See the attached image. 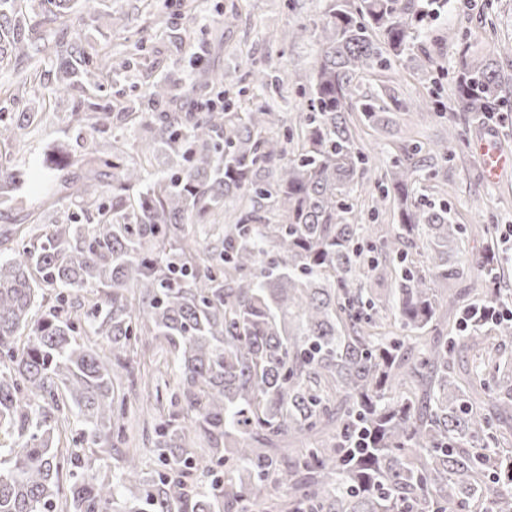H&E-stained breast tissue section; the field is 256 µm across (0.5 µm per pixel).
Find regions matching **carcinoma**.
<instances>
[{
  "label": "carcinoma",
  "instance_id": "carcinoma-1",
  "mask_svg": "<svg viewBox=\"0 0 512 512\" xmlns=\"http://www.w3.org/2000/svg\"><path fill=\"white\" fill-rule=\"evenodd\" d=\"M77 0H0V66L27 61L14 90L42 77L57 60L58 86L89 91L112 71V52L66 39ZM448 0H329L313 35L320 44L297 137L272 129L284 113L260 104L234 112H158L148 123L141 156L179 158V169L145 181L143 163L92 152L63 174L94 202L112 184L110 207L96 222L54 225L34 236L19 257L0 261V431L17 448H0V512H55L65 467L55 439L74 406L83 441L126 443V402L115 373L135 384L131 353L158 341L173 356L176 388L153 406L152 444L165 471L142 476L135 456L111 479L72 483L67 512H512V362L497 356L484 333L508 331L506 320L472 316L502 306L499 255L487 237L481 269L459 250L463 226L445 205L418 193L419 173L448 161V144H403L379 184L372 212L392 202L398 228L385 236L360 222L351 193L371 169L358 127L377 126L395 108L394 94L360 91L359 79L384 73L407 56L431 67L416 43L425 17ZM460 64L454 111L501 121L512 112V74L496 57ZM253 87H277L272 57L249 62ZM153 106L176 93L165 80L149 85ZM35 112L0 113V146ZM92 129L133 119L99 109ZM23 174L0 165V206ZM232 211L224 225L222 264L205 263L186 232L192 216ZM283 216L282 222L275 217ZM422 242L426 269L408 260ZM481 272L489 299L464 302L462 316L442 328L439 290ZM372 280H389L380 295ZM58 290L22 345L18 340L42 307L41 286ZM70 288H102L79 313ZM433 328L438 336L423 333ZM107 336L110 348L81 344V333ZM458 347L472 353L467 378L455 369ZM204 440L189 451L190 434Z\"/></svg>",
  "mask_w": 512,
  "mask_h": 512
}]
</instances>
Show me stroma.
Segmentation results:
<instances>
[{"instance_id": "stroma-1", "label": "stroma", "mask_w": 512, "mask_h": 512, "mask_svg": "<svg viewBox=\"0 0 512 512\" xmlns=\"http://www.w3.org/2000/svg\"><path fill=\"white\" fill-rule=\"evenodd\" d=\"M326 0H100L97 10L78 7L72 14V35H89L93 46L123 45L114 53V74L103 81L94 95L80 88L60 94L54 75H46L35 95L13 97L2 93L14 76L13 67L0 69V112H33L37 119L19 130L18 142L0 154V163L22 172L25 181L16 190V210L0 208V257L14 258L22 247L27 225L14 221L15 211L33 214L40 231L55 224H83L87 207L83 200L68 194L52 195L42 186V163L51 149L65 144L73 163H80L94 148L111 153L120 147L127 160L140 158V146L147 132L144 124L124 123L94 131L87 124L70 121L77 106L95 102L122 112L137 106L142 92L154 80L162 79L185 89L186 98L178 103L181 112L200 111L205 93L191 91L193 77L219 71L224 85L236 92L235 109L248 111L252 96L239 95L249 86L245 61L273 55L283 75L280 92L263 95L262 100L275 111L298 116L304 102L300 94L309 85L318 55L313 38L290 40L288 30L319 21ZM236 10L233 27H225L224 14ZM112 10L128 15L127 27H112L99 16ZM468 38L474 50L486 55L512 44V0H493L491 8L471 4L470 0H448L446 11L427 20L421 38L433 58L427 71L413 70L407 60L394 62L391 74L396 96L407 102L439 97L444 103L440 119L417 122L414 115L395 111L387 126L362 128L359 140L370 155L372 169L358 184L355 201L364 223L392 227L393 213L383 207L371 215V199L378 193V182L391 166L400 142L432 143L456 129L459 140L450 145L451 161L440 163L436 174L423 178L421 186L427 200L447 205L455 223L464 225L463 252L477 257L486 232L499 237L498 253L507 275L505 288L512 289V244L502 241L505 225H512V168L498 179H489L483 167V151L493 146L512 156V123H485L454 112L453 77L459 67L456 35ZM142 41L141 51L128 52V45Z\"/></svg>"}]
</instances>
